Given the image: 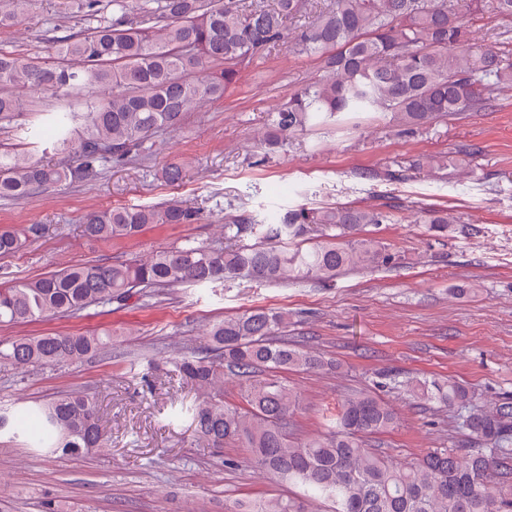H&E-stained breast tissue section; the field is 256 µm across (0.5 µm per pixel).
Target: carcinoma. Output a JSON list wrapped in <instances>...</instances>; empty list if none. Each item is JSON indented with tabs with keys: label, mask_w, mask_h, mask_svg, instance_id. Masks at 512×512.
Masks as SVG:
<instances>
[{
	"label": "carcinoma",
	"mask_w": 512,
	"mask_h": 512,
	"mask_svg": "<svg viewBox=\"0 0 512 512\" xmlns=\"http://www.w3.org/2000/svg\"><path fill=\"white\" fill-rule=\"evenodd\" d=\"M33 0H0V26L19 21ZM99 0L64 6L87 17ZM310 0H276L271 9L239 0H112V20H99L76 36L54 42L56 61L0 53V123L19 115L23 97L63 93L54 111L56 150L67 159L38 163L26 152L0 149V198H28L67 179L150 152V140L178 130L188 114L221 100L238 66L272 44L289 41L322 61V75L290 95L272 113L261 141L274 151L316 125L345 123L373 108L415 130L466 112H486L512 86V44L474 50L471 16L486 9L512 19V0H329L313 21L289 28ZM78 60L75 69L69 61ZM218 64L221 70L211 71ZM433 165L408 161L384 177ZM429 231L448 228V214L427 210ZM199 212L178 203L91 210L82 219L90 238H131L150 224H194ZM376 208L336 205L274 213L256 221L236 215L210 241L194 238L161 247L141 260L75 264L0 288V323L24 324L107 308L136 296L156 300L184 286L250 280L326 283L347 267H387L393 254L373 238L349 235L389 224ZM321 238L311 240V225ZM41 225L0 229V255L14 254L39 237ZM256 238L253 244L245 243ZM288 312L254 308L206 325L208 343L180 352L176 371L195 391L194 438L207 448L234 442L275 481L298 486L330 502L333 512H512V402L488 409L455 382H418L415 399L464 411L463 426L478 448L437 449L402 465L375 455L366 438L397 424L378 397L347 398L330 429L313 439L291 437L297 395L281 373L323 370L333 363L276 344ZM112 334L50 333L0 341V359L18 367L80 363L109 352ZM245 379L241 406L224 402V376ZM50 455L78 458L106 444L98 409L81 391L18 410L0 407V435ZM225 512H303L291 497L236 500Z\"/></svg>",
	"instance_id": "1"
}]
</instances>
